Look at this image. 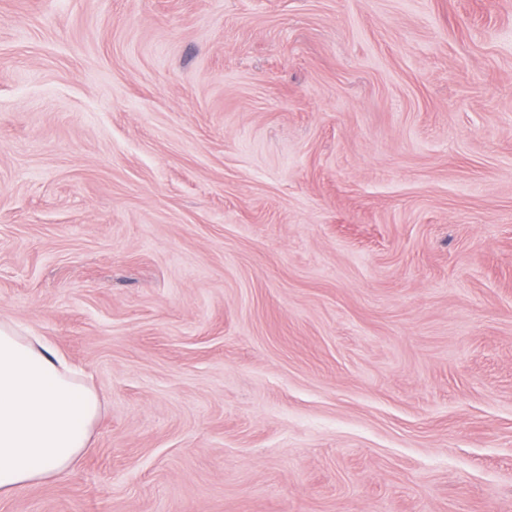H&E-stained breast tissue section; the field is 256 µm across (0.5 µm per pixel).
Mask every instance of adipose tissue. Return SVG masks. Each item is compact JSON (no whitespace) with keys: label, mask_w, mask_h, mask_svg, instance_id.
Wrapping results in <instances>:
<instances>
[{"label":"adipose tissue","mask_w":512,"mask_h":512,"mask_svg":"<svg viewBox=\"0 0 512 512\" xmlns=\"http://www.w3.org/2000/svg\"><path fill=\"white\" fill-rule=\"evenodd\" d=\"M99 407L53 348L0 326V495L72 469Z\"/></svg>","instance_id":"1"}]
</instances>
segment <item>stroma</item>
Returning <instances> with one entry per match:
<instances>
[{
    "mask_svg": "<svg viewBox=\"0 0 512 512\" xmlns=\"http://www.w3.org/2000/svg\"><path fill=\"white\" fill-rule=\"evenodd\" d=\"M0 325V512H512V0H0ZM37 336L0 326V495L56 479L87 448L100 402Z\"/></svg>",
    "mask_w": 512,
    "mask_h": 512,
    "instance_id": "1",
    "label": "stroma"
}]
</instances>
